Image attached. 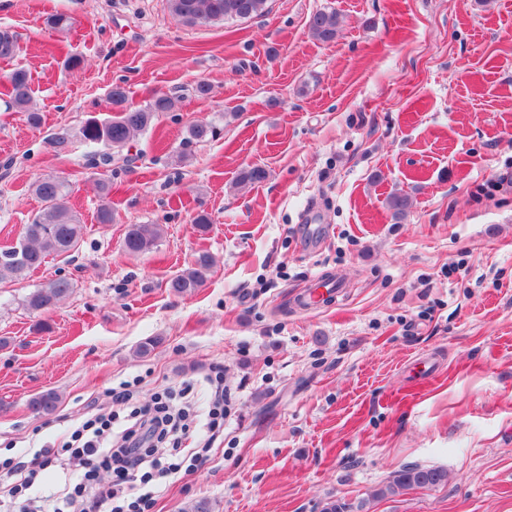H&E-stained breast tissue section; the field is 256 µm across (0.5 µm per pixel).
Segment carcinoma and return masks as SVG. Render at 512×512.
<instances>
[{"instance_id":"cac0c4a2","label":"carcinoma","mask_w":512,"mask_h":512,"mask_svg":"<svg viewBox=\"0 0 512 512\" xmlns=\"http://www.w3.org/2000/svg\"><path fill=\"white\" fill-rule=\"evenodd\" d=\"M169 11L187 25H198L214 21L243 20L263 15L268 0H166ZM76 19L67 13H57L46 18V25L58 32H68ZM342 25L341 14L334 10L314 13L308 22L312 35L322 41L331 42ZM20 44L18 34L9 27L0 26V60L10 61L18 56ZM3 96L6 109L22 112L29 125L37 128L42 118L32 112L30 77L26 70L15 68L4 75ZM113 115L104 120L90 118L78 131L83 142L96 147L89 159V166L97 168L112 163V154L122 152L133 137L147 130L162 113L170 110L172 100L167 95H158L144 108L128 105L124 86L112 85L109 92ZM214 127L205 122L195 123L188 129V140L202 141L214 136ZM264 169L253 167L243 170L238 185L251 186L266 179ZM32 189L42 203V209L32 223L24 226L22 235L15 244L0 248V282L19 281L42 266L50 256H63L79 249L85 234V225L68 205L71 185L58 176L36 180ZM393 217L402 218L409 206L405 194H392L387 198ZM163 232L160 224L127 225L124 248L132 254H144L157 247ZM215 264L208 252L198 254L193 267L181 271L168 281L167 288L177 296L191 295L203 287L207 274ZM73 284L67 276H58L32 289L21 299V306L31 314H41L51 309L71 294ZM59 393L47 390L36 394L28 401V408L41 415H50L58 407ZM448 481V471L442 467L406 465L396 471L386 484L373 491L372 498L394 496L417 488H432Z\"/></svg>"}]
</instances>
